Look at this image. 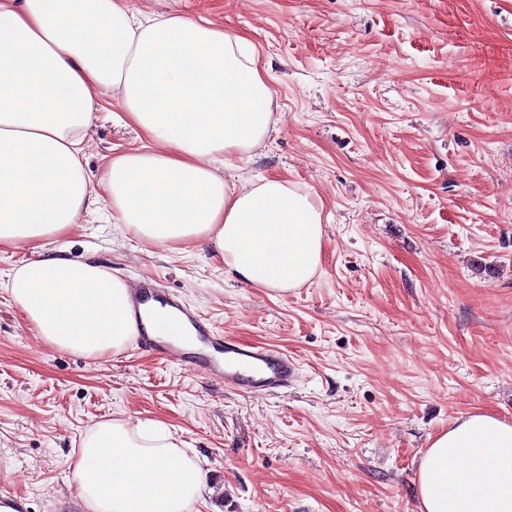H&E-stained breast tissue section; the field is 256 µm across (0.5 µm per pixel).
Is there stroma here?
I'll list each match as a JSON object with an SVG mask.
<instances>
[{
	"label": "stroma",
	"mask_w": 512,
	"mask_h": 512,
	"mask_svg": "<svg viewBox=\"0 0 512 512\" xmlns=\"http://www.w3.org/2000/svg\"><path fill=\"white\" fill-rule=\"evenodd\" d=\"M246 36L274 125L213 159L230 181L278 176L323 208L321 268L280 296L209 245H150L109 198L50 253L179 295L216 335L285 352L288 391L250 395L125 346L46 345L11 304L25 244L0 249V499L84 512L66 460L104 419L166 424L205 472L192 512H419L432 438L482 412L512 422V0H129ZM103 96L83 163L145 145Z\"/></svg>",
	"instance_id": "stroma-1"
}]
</instances>
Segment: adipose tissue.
<instances>
[{"label":"adipose tissue","mask_w":512,"mask_h":512,"mask_svg":"<svg viewBox=\"0 0 512 512\" xmlns=\"http://www.w3.org/2000/svg\"><path fill=\"white\" fill-rule=\"evenodd\" d=\"M111 92L147 140L102 173L115 223L149 243L206 241L236 278L280 295L312 281L321 204L279 177L230 185L208 164L254 150L272 122L245 36L178 13L144 21L124 0H0V248L34 253L8 288L45 343L101 357L135 334L122 279L45 251L96 203L81 155ZM68 462L87 512H190L207 488L159 421L97 422ZM417 474L420 512H512V422L457 420Z\"/></svg>","instance_id":"obj_1"}]
</instances>
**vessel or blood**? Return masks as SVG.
<instances>
[{"mask_svg":"<svg viewBox=\"0 0 512 512\" xmlns=\"http://www.w3.org/2000/svg\"><path fill=\"white\" fill-rule=\"evenodd\" d=\"M129 314L142 329L153 308L173 312L182 329L194 338L193 348L172 339L169 334H142L138 347L157 352L164 359L191 366L207 377L223 380L226 387L251 393L268 394L288 388L297 378L299 367L288 355L259 345H246L212 335L201 318L187 308L178 295L152 281L129 287Z\"/></svg>","mask_w":512,"mask_h":512,"instance_id":"1","label":"vessel or blood"}]
</instances>
